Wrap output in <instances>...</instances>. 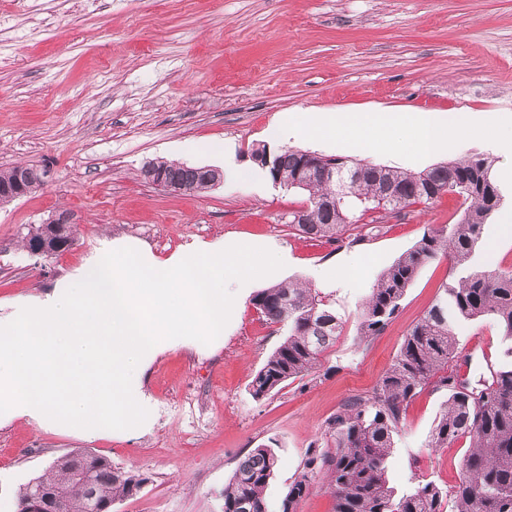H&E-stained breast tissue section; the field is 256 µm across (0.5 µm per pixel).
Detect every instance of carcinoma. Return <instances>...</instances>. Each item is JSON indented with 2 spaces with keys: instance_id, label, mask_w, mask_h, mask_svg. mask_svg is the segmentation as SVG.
<instances>
[{
  "instance_id": "obj_1",
  "label": "carcinoma",
  "mask_w": 512,
  "mask_h": 512,
  "mask_svg": "<svg viewBox=\"0 0 512 512\" xmlns=\"http://www.w3.org/2000/svg\"><path fill=\"white\" fill-rule=\"evenodd\" d=\"M273 182L290 187L311 163L307 153L283 149L271 154ZM182 193H202L208 183L196 167L155 160ZM391 185L397 197L382 195ZM447 191L461 195L460 219L432 229L386 268L370 289L358 324L360 335L380 334L399 311L408 288L427 263L445 257L454 275L436 302L409 328L390 369L372 393L354 396L327 421L330 450L314 454L297 474L281 502V512H297L312 487L316 470H324L335 512H443L453 500L455 512H512V268L483 269L475 257L483 226L503 205L505 195L492 175V161L480 155L412 173L365 165L363 175L346 192L336 183L317 182L306 190L304 223L292 228L311 239L335 241L371 210L385 222L416 204H431ZM252 304L272 323L288 327L280 345L251 381L256 399L276 394L322 364L343 332L344 323L330 298L298 282H283L258 291ZM492 319L507 345L490 378L468 388L452 369L460 357L456 327L461 322ZM430 387L448 395L428 447L447 448L469 440L459 482L448 491L425 479L395 498L387 478V459L406 407ZM277 456L269 444L241 459L224 486V512H267L264 489L274 474ZM146 481L112 465L105 456L74 449L57 458L41 476L23 487L18 512H29L41 488L55 491L64 512H105L106 507L136 493Z\"/></svg>"
}]
</instances>
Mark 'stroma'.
Masks as SVG:
<instances>
[{
	"mask_svg": "<svg viewBox=\"0 0 512 512\" xmlns=\"http://www.w3.org/2000/svg\"><path fill=\"white\" fill-rule=\"evenodd\" d=\"M490 112L512 122V0H0V169L47 170L44 187L0 207V315L22 299L69 288L87 260L113 243L137 242L157 260L193 243L234 238L276 243L287 265L260 285L311 282L327 266L353 283H315L345 323L316 372L278 394L253 398L250 383L286 330L243 300L217 347H179L145 370L154 407L140 435L86 439L15 418L0 424V512H15L23 485L78 448L143 475L140 491L114 512H222L224 486L249 449L275 440L278 464L264 497L279 512L311 453L324 452L326 422L370 394L407 330L451 277L448 259L424 265L398 317L379 336L356 327L382 271L430 229L455 223L462 200L445 195L391 218L380 233L346 231L326 243L288 226L303 193L246 180L253 145L305 112ZM413 132L388 148L421 172L484 154L510 187L485 224L478 264L512 267V143L470 136L448 152L413 159ZM237 146L238 173L200 194H169L144 180L156 158L223 167ZM78 220L76 240L54 257L31 255L22 236L54 211ZM313 282V281H312ZM466 379L477 386L500 357L490 320L457 330ZM446 394L424 391L409 405L387 463L404 494L416 478L456 484L466 440L428 441Z\"/></svg>",
	"mask_w": 512,
	"mask_h": 512,
	"instance_id": "1",
	"label": "stroma"
}]
</instances>
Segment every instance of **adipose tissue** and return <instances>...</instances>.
I'll use <instances>...</instances> for the list:
<instances>
[{"instance_id": "obj_1", "label": "adipose tissue", "mask_w": 512, "mask_h": 512, "mask_svg": "<svg viewBox=\"0 0 512 512\" xmlns=\"http://www.w3.org/2000/svg\"><path fill=\"white\" fill-rule=\"evenodd\" d=\"M416 132L415 154L427 157L447 151L457 138L470 134L490 141L499 140L502 128L498 117H480L469 112H310L304 121L279 125L274 139H309L320 144L352 140L366 152L376 151L394 130Z\"/></svg>"}]
</instances>
